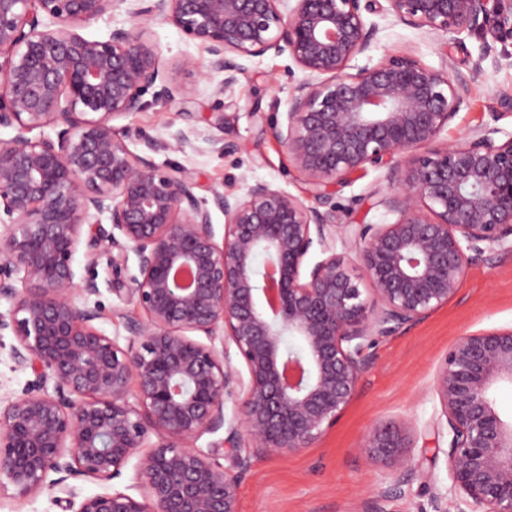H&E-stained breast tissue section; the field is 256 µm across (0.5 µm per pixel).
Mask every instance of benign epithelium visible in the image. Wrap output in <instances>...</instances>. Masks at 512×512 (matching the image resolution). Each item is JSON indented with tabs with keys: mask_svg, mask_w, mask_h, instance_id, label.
I'll list each match as a JSON object with an SVG mask.
<instances>
[{
	"mask_svg": "<svg viewBox=\"0 0 512 512\" xmlns=\"http://www.w3.org/2000/svg\"><path fill=\"white\" fill-rule=\"evenodd\" d=\"M123 3L130 27L78 32ZM370 15L447 35L445 66L397 53L351 72L379 32ZM156 20L206 47L200 75H224L219 93L247 61L288 54L303 78L273 133L308 198L262 180L214 192L219 243L195 177L152 157L206 132L168 122L169 138L129 148L113 121L187 99L176 74L198 69L190 57L163 68L146 30ZM475 34L511 39L512 0H0V129L14 131L0 139V331L15 338L14 369L33 375L0 400V489L21 500L58 488L73 512H239L258 458L314 447L379 339L447 304L473 261L512 252V133L441 141L492 51L455 69L451 48ZM369 168L385 171L379 204L395 221L337 223L333 189ZM82 248L112 251V291L137 311H116L123 345L96 327L97 283L74 267ZM506 383L512 328L460 337L435 372L458 512H512V421L494 398ZM413 432L406 419L368 431L359 450L382 478L362 512H387L423 478ZM138 454V498L106 489L77 502L65 485L108 483Z\"/></svg>",
	"mask_w": 512,
	"mask_h": 512,
	"instance_id": "1",
	"label": "benign epithelium"
}]
</instances>
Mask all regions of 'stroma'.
Masks as SVG:
<instances>
[{
  "label": "stroma",
  "instance_id": "35a3bbf8",
  "mask_svg": "<svg viewBox=\"0 0 512 512\" xmlns=\"http://www.w3.org/2000/svg\"><path fill=\"white\" fill-rule=\"evenodd\" d=\"M372 48L360 55L356 66L373 64L384 55L408 52L427 66L438 68L445 53H452L460 71L479 59L482 42L466 38L446 50V38L383 19ZM148 34L160 48L161 62L171 67L185 57L207 64L209 55L199 43L186 39L175 27L157 21ZM480 60V59H479ZM483 62V61H482ZM287 55L267 53L249 64L245 77L230 90L216 94L215 80L181 75L189 91L187 102L152 106L116 127L130 126L128 145L142 152V136L154 135L166 122L176 127H206L210 113L224 115L218 137L234 142L235 152L222 155L202 141L182 151H162L154 160L191 172L198 182L196 193L212 201L214 192L233 190L244 194L248 183L264 180L293 195H303L301 173L275 137L273 125L285 118L288 99L297 83L287 67ZM485 74L477 92L464 103L443 139L455 142L471 130L496 123L512 131V112H501L499 98L512 94V66L484 61ZM389 184L378 170L353 177L337 188V215L341 223L384 224L393 217L378 205L376 193H387ZM78 276L93 272L100 293L98 327L108 336L125 338L120 318L113 316L120 299L112 292V268L106 255H78ZM512 327V253L496 264L473 261L466 270L457 295L431 312L423 321L402 333L383 339L375 349L376 362L364 375L344 415L316 443L295 454L273 453L256 460L242 483L240 512H361L379 471L359 453L358 446L371 426L400 419L415 425L412 462L427 476L406 487L405 494L387 505L388 512H433L432 493H446L450 479L446 465L448 426L433 392V376L449 347L469 333Z\"/></svg>",
  "mask_w": 512,
  "mask_h": 512
}]
</instances>
